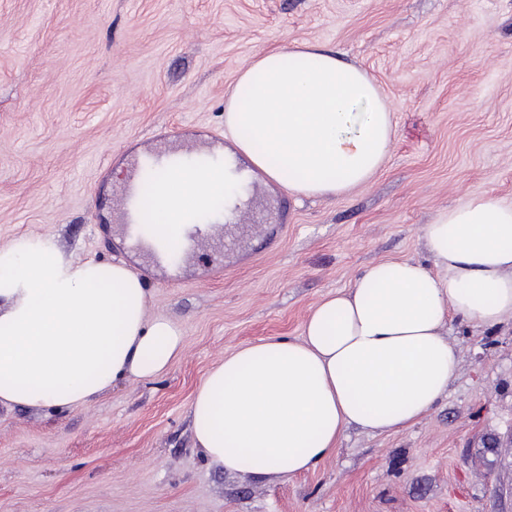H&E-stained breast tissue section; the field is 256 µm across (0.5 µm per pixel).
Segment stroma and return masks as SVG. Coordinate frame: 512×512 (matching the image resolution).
<instances>
[{"label": "stroma", "mask_w": 512, "mask_h": 512, "mask_svg": "<svg viewBox=\"0 0 512 512\" xmlns=\"http://www.w3.org/2000/svg\"><path fill=\"white\" fill-rule=\"evenodd\" d=\"M297 43L378 83L395 128L380 169L331 200L258 175L222 239L170 266L134 247L114 197L140 155L229 147L239 70ZM485 194L512 204V0H0V246L51 236L126 262L185 338L163 374L80 409L1 407L0 512H512V320L453 324L459 372L428 416L349 428L296 477L224 472L189 417L225 355L300 338L324 296L424 259L422 225Z\"/></svg>", "instance_id": "35a3bbf8"}]
</instances>
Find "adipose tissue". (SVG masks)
Returning <instances> with one entry per match:
<instances>
[{"label": "adipose tissue", "instance_id": "adipose-tissue-1", "mask_svg": "<svg viewBox=\"0 0 512 512\" xmlns=\"http://www.w3.org/2000/svg\"><path fill=\"white\" fill-rule=\"evenodd\" d=\"M225 158L203 152L153 191L160 222L143 246L188 235L216 204L243 201L238 157L306 198L366 184L395 137L375 81L321 46L264 52L224 102ZM427 262L367 266L327 295L297 339L270 337L214 366L190 407L197 448L225 471L264 480L314 470L343 431L408 428L448 393L460 354L453 322L512 319V204L477 196L423 225ZM143 281L125 262L65 255L53 238L0 247V406L73 410L114 383L160 375L184 348L180 328L148 316Z\"/></svg>", "mask_w": 512, "mask_h": 512}]
</instances>
